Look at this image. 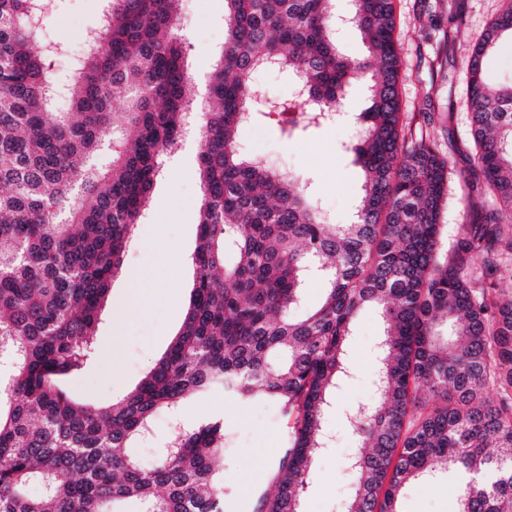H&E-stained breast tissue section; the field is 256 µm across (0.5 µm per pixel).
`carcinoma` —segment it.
Instances as JSON below:
<instances>
[{
	"instance_id": "obj_1",
	"label": "carcinoma",
	"mask_w": 512,
	"mask_h": 512,
	"mask_svg": "<svg viewBox=\"0 0 512 512\" xmlns=\"http://www.w3.org/2000/svg\"><path fill=\"white\" fill-rule=\"evenodd\" d=\"M333 2L224 0L223 54L195 112L182 0H109L76 52L38 40L52 0L38 24L28 0H0V512H115L129 500L141 512H224V420L181 416L187 396L215 392L267 402L288 422L255 512H303L367 305L384 331L372 395L345 411L361 451L344 462L355 481L344 512H402L407 484L444 475L459 479L451 512H512V291L498 282L512 263V82L485 78L486 56L512 38V0L468 64L482 176L465 196L488 190L499 207L461 225L446 253L452 167L401 121L393 0H351L344 18ZM345 24L364 59L341 52ZM62 56L63 89L52 77ZM270 59L295 91L258 103L250 79ZM364 73L370 105L342 142L362 193L352 223L330 224L310 180L281 177L238 133L260 121L287 138L321 129ZM190 131L202 197L182 325L129 393L82 399L71 382L104 357L95 336L112 280ZM313 276L322 301L299 317ZM159 413L170 450L145 466L130 448Z\"/></svg>"
}]
</instances>
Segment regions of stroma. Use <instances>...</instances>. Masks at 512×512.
<instances>
[{"label": "stroma", "mask_w": 512, "mask_h": 512, "mask_svg": "<svg viewBox=\"0 0 512 512\" xmlns=\"http://www.w3.org/2000/svg\"><path fill=\"white\" fill-rule=\"evenodd\" d=\"M104 0H56L43 36L74 48L99 22ZM502 0H394V38L404 67L401 78L403 121L414 135L441 146L459 145L451 156L454 175L442 213V244L450 246L459 225L473 222L479 207L467 204L463 186L477 167L471 147L467 66L488 25L503 9ZM181 32L187 68L198 93H206L212 65L224 46V0H184ZM433 113V123L423 121ZM248 153L264 155L280 169L309 178L333 223L344 224L360 193V175L341 144L342 127L327 126L285 138L271 125L255 123L239 132ZM196 140H182L164 162L120 272L113 278L102 313L98 342L106 364L78 381L80 396L104 403L133 389L166 351L179 331L193 287L191 262L197 245L201 197ZM384 328L376 308H364L355 321L352 361L355 374L337 394L327 418L331 439L313 474L304 512H342L352 479L342 459L357 446L346 429L344 410L372 393L374 347ZM219 414L230 434L224 457L229 495L224 512H254L257 493L266 489L288 435L277 410L258 402L243 405L215 394L193 398L184 417L199 421ZM453 485L413 482L402 493L403 512H450Z\"/></svg>", "instance_id": "35a3bbf8"}]
</instances>
